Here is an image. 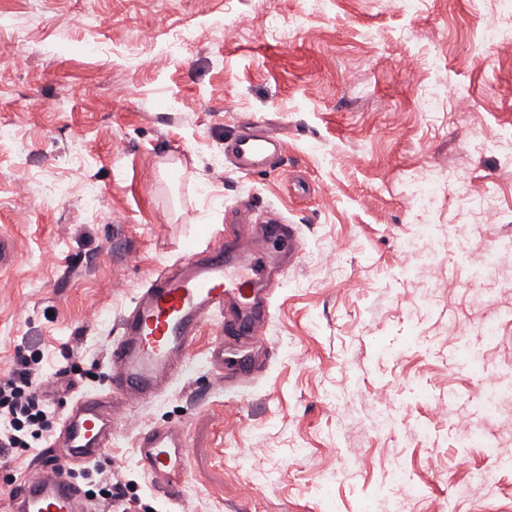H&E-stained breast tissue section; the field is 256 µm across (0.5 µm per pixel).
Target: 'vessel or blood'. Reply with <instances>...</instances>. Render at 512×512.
<instances>
[{
  "label": "vessel or blood",
  "mask_w": 512,
  "mask_h": 512,
  "mask_svg": "<svg viewBox=\"0 0 512 512\" xmlns=\"http://www.w3.org/2000/svg\"><path fill=\"white\" fill-rule=\"evenodd\" d=\"M265 133H245L228 146L238 172L261 168L279 149ZM254 253L207 251L191 246L183 264L155 274L137 290L119 319L120 334L109 353L108 394L86 392L65 415L61 433L39 450L10 491L0 512H90L71 463L98 462L112 443L117 406L142 402L175 384L203 325L224 316L228 336H255L263 325L267 283L255 277ZM138 462L152 482L177 494L187 479L186 440L171 426L139 432Z\"/></svg>",
  "instance_id": "vessel-or-blood-1"
}]
</instances>
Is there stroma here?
I'll use <instances>...</instances> for the list:
<instances>
[{
	"mask_svg": "<svg viewBox=\"0 0 512 512\" xmlns=\"http://www.w3.org/2000/svg\"><path fill=\"white\" fill-rule=\"evenodd\" d=\"M1 16L0 373L38 353L56 417L107 392L121 315L186 246L274 257L271 222L302 242L271 286L253 384L225 392L205 362L213 321L181 381L119 410L102 461L137 512H512V430L462 356L512 374V252L476 269L512 243L498 0H0ZM251 123L283 150L246 176L224 146ZM165 425L188 441L174 498L133 448ZM470 426L495 447L467 445ZM490 465L495 487L457 496Z\"/></svg>",
	"mask_w": 512,
	"mask_h": 512,
	"instance_id": "obj_1",
	"label": "stroma"
}]
</instances>
